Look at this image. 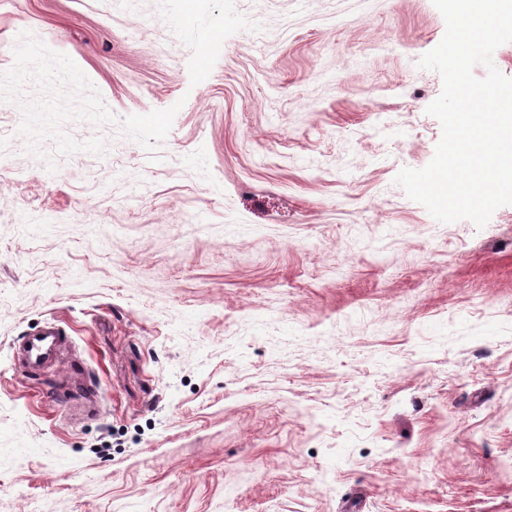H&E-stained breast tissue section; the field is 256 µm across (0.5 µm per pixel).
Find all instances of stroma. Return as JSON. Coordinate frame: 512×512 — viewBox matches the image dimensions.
Segmentation results:
<instances>
[{
    "instance_id": "stroma-1",
    "label": "stroma",
    "mask_w": 512,
    "mask_h": 512,
    "mask_svg": "<svg viewBox=\"0 0 512 512\" xmlns=\"http://www.w3.org/2000/svg\"><path fill=\"white\" fill-rule=\"evenodd\" d=\"M445 30L0 0V512H512V205L445 224L395 181ZM73 368L93 416L52 397ZM66 332L56 323H47L22 344V368L27 373L41 371L64 342Z\"/></svg>"
}]
</instances>
